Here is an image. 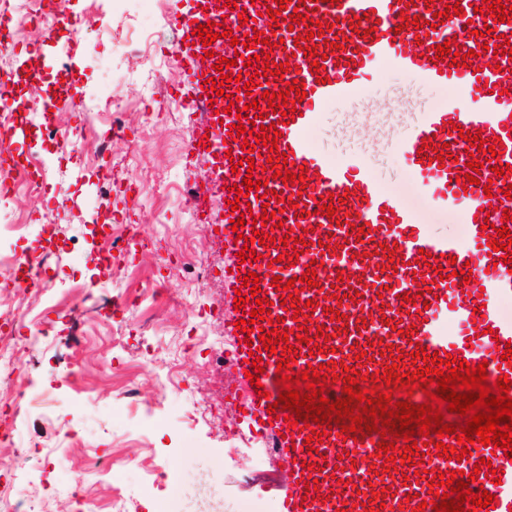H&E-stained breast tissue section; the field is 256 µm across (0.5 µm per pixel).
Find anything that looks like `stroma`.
Masks as SVG:
<instances>
[{"label":"stroma","mask_w":512,"mask_h":512,"mask_svg":"<svg viewBox=\"0 0 512 512\" xmlns=\"http://www.w3.org/2000/svg\"><path fill=\"white\" fill-rule=\"evenodd\" d=\"M98 4L92 11L86 0H66L68 13L81 21L80 35L49 17L23 28L14 53H0V73L12 77L11 96L26 98L34 93L24 84L27 70L70 49L65 74L50 75L49 86L58 99L76 89L112 110L99 126L109 149L102 160L76 146L58 150L39 115L27 116L29 138L17 146L18 156L44 159L46 172L40 196L21 194L6 205L5 214L25 224L26 233L21 241L0 236V251L42 253L44 281L55 296L16 329L24 336L45 327L49 337L21 370L30 409L14 431L20 452L39 449L44 469L33 472L17 460L12 493L40 497L41 512H279L285 466L265 464L244 475L226 438L224 393L231 379L208 362L206 351L185 350L204 333L234 341L224 323L233 297L217 276L204 281L193 268L202 260L217 273L233 256L228 242L211 232L224 221V200L214 196L203 224L185 223L181 210L187 189L210 167L206 156L186 150L187 140L204 130L207 114L190 109L197 90L179 65L197 0ZM373 90L381 101L374 160L383 173L399 175L395 140L415 108L445 92L408 83L393 71L378 74ZM358 116L354 103L327 106L315 143L332 155L351 148L346 132ZM106 168L114 179L104 191L99 172ZM136 187L144 198L135 204L130 193ZM106 221L113 236L134 225L144 241L131 255H115L122 272L112 279L97 260V229ZM188 240L194 248L183 264L172 252ZM102 278L107 287L79 294V286ZM159 282L167 283L170 297H155ZM117 301L126 307L116 314ZM186 301L200 309L199 317L185 318ZM76 360L86 376L73 383L65 372ZM132 377L142 400L156 404L148 416H135L121 397ZM205 404L211 415L195 417L194 407ZM103 452L114 462L109 478L88 464ZM149 477L157 484L148 493L143 483Z\"/></svg>","instance_id":"1"}]
</instances>
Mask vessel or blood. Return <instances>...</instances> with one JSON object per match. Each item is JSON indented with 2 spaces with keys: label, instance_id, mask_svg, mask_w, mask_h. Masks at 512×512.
<instances>
[{
  "label": "vessel or blood",
  "instance_id": "obj_1",
  "mask_svg": "<svg viewBox=\"0 0 512 512\" xmlns=\"http://www.w3.org/2000/svg\"><path fill=\"white\" fill-rule=\"evenodd\" d=\"M196 14L199 24L207 21L226 22L234 36L240 37L252 30H274L282 46L273 50L276 63H290L284 78H271L259 83L251 95L241 96L245 110L241 115L228 113V94L236 91L235 83L225 84V96H216L208 82L214 71L211 66H199L196 56L203 53V45L187 49L180 59L186 78L197 85L203 99L213 100L215 110L209 115L215 135V155L211 159L212 183L223 191L225 199H232L231 188L242 183L243 176L234 167L243 154L241 141L228 139L230 125L237 120H251L262 116L264 125L277 122L278 117L267 111L263 94L282 91L283 81H304L307 95L299 103L294 121L283 128L279 149L288 153L291 161L304 166L310 178L309 186L288 185L281 180H269V196L251 191L248 203L237 210H225V224L221 231L234 243V251H242L236 243L237 234L230 222L244 218V236H251L250 224L263 208L281 211L282 228L274 230V237L293 230L304 237L306 245L294 265L281 262L267 264L269 256L277 254L276 246L264 249L263 259L241 261L234 259L230 270L221 277L227 291H240L249 297V288L242 281L248 273L260 279L261 294L272 303V317L284 320L285 327H293L292 311L284 309L282 296L271 285L273 277L289 280L305 272L310 261L321 264L317 271V286L302 291L301 300H314L316 311L306 324L309 335L317 331L331 334L330 350L310 354L308 345H300L297 369L308 365L329 364L333 373L343 374L352 369L363 375L384 374L393 358H401L410 365V352L423 347L425 353H439L440 357L457 356L467 363L486 362L490 379L507 375L512 380V365H501L498 343L512 342V316L501 310L504 299L512 298V267L504 263L503 252L492 251L484 222L506 223L512 230V220L503 221L502 209H512V200L502 190L507 179L492 176L488 168H480L478 184L468 186L457 178L466 173L471 145L461 138V131L481 132L486 138H501L504 148L498 166L512 164V59L494 61L492 51L498 35L512 33V25L496 24L493 33H484V17L474 11L482 0H411L402 5L400 0H288L291 8H299L308 15L310 24H291L288 13H281L278 28H271L266 10L272 0H236L227 6L226 0H200ZM460 4L463 13L445 19L437 27L428 21L444 6ZM246 14L247 23H240L239 14ZM414 16L418 25L402 26V16ZM327 25V32H319V25ZM313 31L312 50L326 55L323 71H314L310 57L298 53L294 41L305 31ZM456 40L457 52L471 53V67H457L453 55L437 56L438 44ZM264 44L247 49L243 45L224 46L215 52V59L233 60L231 74H255L261 65L256 55L262 54ZM456 52V53H457ZM392 70L409 82L444 89V98L435 104L420 106L409 123V130L398 139L396 148L409 177L406 185L383 182L371 164L357 152L349 151L330 156L317 149L311 140L325 106L357 102L364 117L356 121L349 134L368 143L373 139V117L377 104L373 91L365 82L368 75ZM257 107H250V100ZM446 145L449 152L444 162L430 161L420 147L425 141ZM491 180L493 196H485L481 183ZM301 192L299 205L294 209H280V202L291 199L292 192ZM334 193L340 198L339 208L344 216L341 223H333L317 212V196ZM442 210L448 219L463 218L464 229L459 235H439L433 232L424 218L425 207ZM367 228L368 233L357 236L356 228ZM431 253L442 265L444 280H437L421 261L420 252ZM455 265H448V258ZM471 268L472 283H463L459 272ZM417 298L416 303L404 301V293ZM339 309L341 321L331 320L329 312ZM245 332H238L232 366L236 371L251 369V356L262 359L264 368L259 385H247L242 406L247 418L257 423L260 430L283 433L280 448L285 449L288 462V483L284 489L281 512H336L341 504L353 505V512H365L366 504L375 500V491L385 493L380 512H413L409 496L430 501L426 483L408 481L397 483L392 473L384 472L383 460L376 450L381 438L373 431L365 432L357 440L337 438L335 430H327L318 453L308 454L305 435L288 426L287 422L269 415L268 402L278 399L275 381L276 357L264 354L261 341L246 343ZM366 353L367 362L356 361L357 353ZM424 469L473 471L480 458H487L494 469L500 470V484L484 480L483 486L495 495L498 506L483 508L482 512H512V459L504 453H492L490 447L479 443L469 446L464 459L454 461L438 456L434 446L424 449ZM318 478L319 491L326 502L306 505L303 496L311 478Z\"/></svg>",
  "mask_w": 512,
  "mask_h": 512
}]
</instances>
